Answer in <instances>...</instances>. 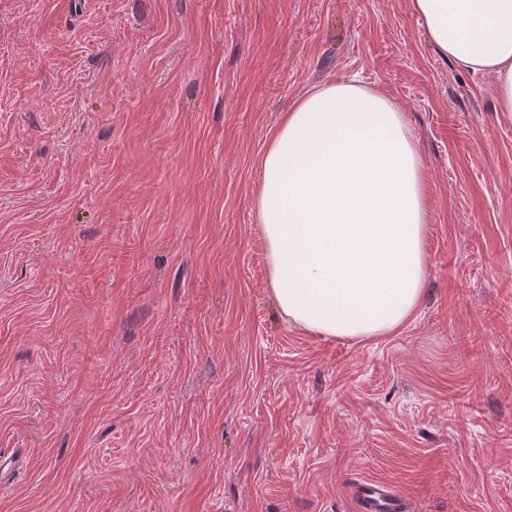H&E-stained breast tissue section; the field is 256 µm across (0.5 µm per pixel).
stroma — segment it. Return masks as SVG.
Returning a JSON list of instances; mask_svg holds the SVG:
<instances>
[{
    "label": "stroma",
    "mask_w": 512,
    "mask_h": 512,
    "mask_svg": "<svg viewBox=\"0 0 512 512\" xmlns=\"http://www.w3.org/2000/svg\"><path fill=\"white\" fill-rule=\"evenodd\" d=\"M419 138L397 333L279 312L253 198L306 90ZM0 512H512V122L411 0H0ZM355 494L361 512H403L406 508L401 495L378 483L361 484Z\"/></svg>",
    "instance_id": "obj_1"
}]
</instances>
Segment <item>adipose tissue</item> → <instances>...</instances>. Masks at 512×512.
<instances>
[{
	"label": "adipose tissue",
	"mask_w": 512,
	"mask_h": 512,
	"mask_svg": "<svg viewBox=\"0 0 512 512\" xmlns=\"http://www.w3.org/2000/svg\"><path fill=\"white\" fill-rule=\"evenodd\" d=\"M429 41L491 75L512 121V0H412ZM254 210L267 281L304 331L389 336L416 313L427 273L425 165L404 112L358 81L306 90L261 157Z\"/></svg>",
	"instance_id": "obj_1"
}]
</instances>
